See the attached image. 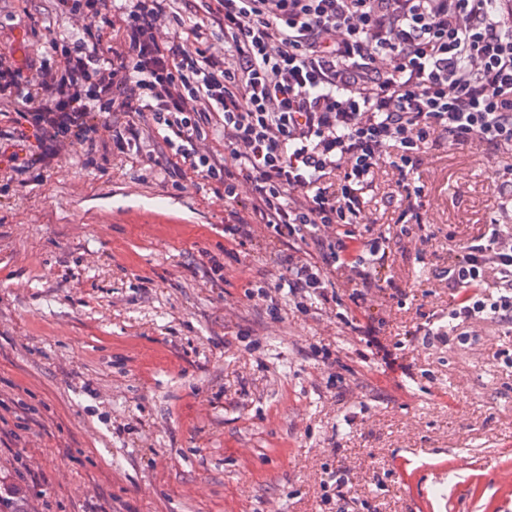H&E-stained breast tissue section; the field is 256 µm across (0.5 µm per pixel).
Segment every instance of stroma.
<instances>
[{
    "instance_id": "obj_1",
    "label": "stroma",
    "mask_w": 512,
    "mask_h": 512,
    "mask_svg": "<svg viewBox=\"0 0 512 512\" xmlns=\"http://www.w3.org/2000/svg\"><path fill=\"white\" fill-rule=\"evenodd\" d=\"M77 37L53 0H0L19 67ZM0 116V499L24 512H512V329L425 336L453 294L445 271L491 222L512 224L497 158L431 147L420 236L401 234L383 164L365 208L388 228L367 301L408 374L365 360L337 305L274 321L249 283L277 280L285 242L229 246L224 188L173 186L98 138L47 168ZM405 288L393 297L392 286ZM26 480H19L18 470ZM350 478L346 499L330 485Z\"/></svg>"
}]
</instances>
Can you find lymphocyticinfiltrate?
Returning a JSON list of instances; mask_svg holds the SVG:
<instances>
[{
	"mask_svg": "<svg viewBox=\"0 0 512 512\" xmlns=\"http://www.w3.org/2000/svg\"><path fill=\"white\" fill-rule=\"evenodd\" d=\"M104 6L55 0L83 33L51 42L56 66L23 70L0 50V105L35 138L26 165H50L92 133L141 147L137 121L150 115L172 173L223 184L228 243L258 231L293 242L284 274L256 295L282 293L307 312L335 301L336 273L349 268L345 323L378 346L364 301L386 237L362 224L376 173L395 152L397 191L414 209L424 189L408 174L432 146L512 154V0H120L104 17L109 43L95 27ZM187 7L197 23L176 28ZM211 130L223 153L200 150ZM448 285L460 296L436 338L476 319L512 328V226L463 243Z\"/></svg>",
	"mask_w": 512,
	"mask_h": 512,
	"instance_id": "obj_1",
	"label": "lymphocytic infiltrate"
}]
</instances>
